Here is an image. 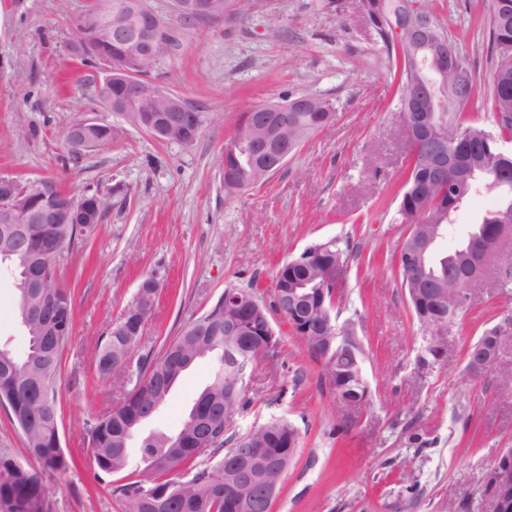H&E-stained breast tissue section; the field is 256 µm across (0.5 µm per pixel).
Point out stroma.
<instances>
[{"instance_id": "stroma-1", "label": "stroma", "mask_w": 512, "mask_h": 512, "mask_svg": "<svg viewBox=\"0 0 512 512\" xmlns=\"http://www.w3.org/2000/svg\"><path fill=\"white\" fill-rule=\"evenodd\" d=\"M94 3L0 0V176L49 182L76 199L99 191L110 202L95 235L58 265V281L74 290L73 335L55 382L61 445L74 463L64 472L40 468L51 512H125L95 477L87 423L118 406L143 361L226 287L253 286L270 298L284 261L329 240L349 256L337 310L364 343L370 394L361 406L339 400L287 322L273 316L278 354L256 369L231 427L243 433L275 416L298 431L272 512H455L464 503L489 512L484 477L512 448V344L484 376L463 371L469 345L512 320V240L474 304L449 324L447 364L421 365L425 332L395 267L408 230L397 191L411 156L360 0H255L246 15L229 9L199 23L179 18L172 0H147L173 35L147 77L200 111L202 130L189 144L162 140L100 102L104 72L76 50V25ZM433 3L464 65L485 74L488 26L471 0ZM301 96L332 103V122L266 182L225 197L224 145L244 113ZM84 119L110 124L112 140L75 155L65 133ZM498 202L492 192L473 196L441 250H454ZM150 273L161 282L155 310L118 383L98 373L96 353ZM0 339L19 353L29 344L5 272ZM214 367L213 358L196 361L150 428L175 432Z\"/></svg>"}]
</instances>
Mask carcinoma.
I'll return each mask as SVG.
<instances>
[{"instance_id": "carcinoma-1", "label": "carcinoma", "mask_w": 512, "mask_h": 512, "mask_svg": "<svg viewBox=\"0 0 512 512\" xmlns=\"http://www.w3.org/2000/svg\"><path fill=\"white\" fill-rule=\"evenodd\" d=\"M129 0H106L87 20L78 26L79 34L87 36L95 29L108 28L126 16ZM361 10L373 29L376 40L385 49L389 69L393 70L397 110L402 113L407 104L410 87L426 78L433 94L428 135L435 137L441 131L447 135V147L461 145L470 148V172L457 184L453 195H448L441 184L433 179L424 162V152L430 142L422 140L410 144L412 165L401 187L398 212L408 224L453 223L455 212L483 188L501 196V205L487 214L477 229H488L494 224H511L512 215V166L495 150L496 141L512 138V22L498 23L494 17L504 12L512 13V0H489V38L487 58L491 68L486 90L487 104L494 113L497 132L491 133L467 123L463 110L473 94L463 92L461 83L477 88L476 72L461 65L467 74L464 80L448 72V80L435 75L424 60L430 57L426 48L399 44L393 28L406 21L404 0H361ZM101 53L120 62L128 53L122 40L112 39ZM325 109L313 112L288 113V135L292 150L313 132L327 126L334 112L330 103L322 101ZM250 114H245L233 138L224 145V194L238 196L249 188L262 184L266 178L245 165L241 157L240 142L248 133ZM109 207L108 198L94 212L74 210L54 225V236L66 241L70 250L92 238ZM58 304L64 306L67 316L66 330H72L74 320L73 293L60 288ZM248 293L252 288L230 286L224 289L218 301L207 311L194 317L179 335L167 342L146 366L138 385L127 395L121 409L102 415L90 424L88 444L99 481H108L112 495L123 501L126 512H233L224 498V465L230 446L236 436H225L231 421L220 423V436L206 448L187 443L189 428L195 414L214 399H224V314L229 313L251 324L258 320L252 304L242 300L233 307L227 306V296ZM118 327L109 332L106 343L98 350L96 358L99 374L120 379L125 375L131 342ZM35 344L21 355L0 344V352L12 363L7 367L0 362V401L12 405L10 417L20 429L28 452L42 466L57 471L69 468L58 438V406L52 384L61 369L62 350L66 336L47 340L39 336V326L26 329ZM212 357L216 371L211 382L195 398L182 427L172 436L152 430L140 434V464L149 477L130 469L129 442L131 434L152 417L159 408L156 401L169 396L180 376L197 360ZM328 358L340 371L348 375L359 362L356 349L338 344ZM215 459L213 464H199L203 454ZM50 489L39 472L19 466L12 459L0 457V512H48Z\"/></svg>"}]
</instances>
